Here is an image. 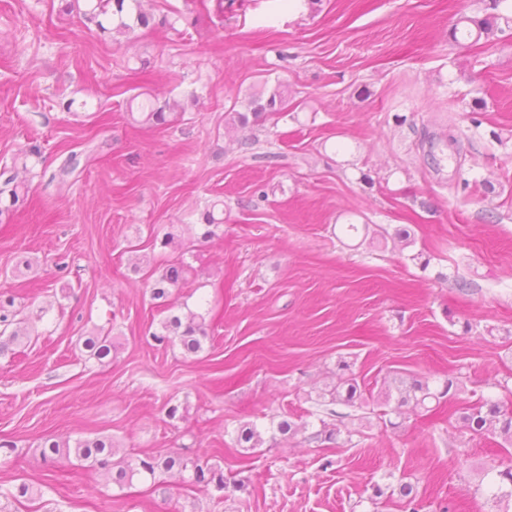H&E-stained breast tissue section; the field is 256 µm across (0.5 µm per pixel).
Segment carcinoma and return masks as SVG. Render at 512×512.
<instances>
[{
    "mask_svg": "<svg viewBox=\"0 0 512 512\" xmlns=\"http://www.w3.org/2000/svg\"><path fill=\"white\" fill-rule=\"evenodd\" d=\"M142 0H87V9L83 12L85 19L95 24L101 31H107V25L112 24L119 32L130 31L134 26L148 28L152 17L141 7ZM494 14L483 17H462L449 31V38L454 41L472 40L478 42L488 39L498 30ZM178 107L175 102L158 99L149 100L140 105L142 122L151 126L168 125L172 122L173 110ZM288 111V96L281 86H276L265 96L250 99L248 111L231 110L224 115V133L234 137V133L245 128L250 123L259 122L267 117L280 115ZM33 151L22 149L15 161L22 162V168H27L26 156ZM16 165L0 169V196L8 194L10 203H15L29 192V186L19 179L20 168ZM204 232L201 239L206 240L214 235L212 226L224 223V204L216 201L202 214ZM187 271L184 262L169 265L164 273L155 281L152 288L153 297L168 302L169 309H174L170 302L172 289L178 287ZM205 317L202 313L189 310L184 316L171 314L160 323V330L152 333L154 341L160 344H175L187 353H197L203 348L205 339ZM30 336L28 326L17 320L14 309V298L0 296V355L9 351L10 347L23 342ZM82 345L89 356L103 363L112 354V338L108 334L93 333L83 337ZM358 383L354 377L339 379V382L326 394L319 398H329L330 402L354 407L357 404ZM463 391V384L455 376H448L444 390L438 394L432 392L429 386L415 378L401 381L397 407L411 402L414 406L430 410L429 403L439 401L440 397L448 396L453 401ZM464 427L474 435L499 437L504 443L512 446V408L503 402L491 399H478L465 402L456 409ZM236 441L242 448L251 450L263 444L261 433L254 424H245L238 429ZM115 448L112 439L94 437L75 441L74 444L60 443L54 440L44 441L41 456L45 463L52 465L62 459L71 458L101 471L106 480L118 487L130 485L135 481L148 480L158 488L161 483L157 475L176 473L186 483L214 489L222 493L226 487L224 471L209 464L200 456H187L173 452L164 458L154 456L136 459L121 458L113 460ZM488 480L484 493L486 499L498 507V512H509L512 505V465L499 470L492 466L487 472Z\"/></svg>",
    "mask_w": 512,
    "mask_h": 512,
    "instance_id": "1",
    "label": "carcinoma"
}]
</instances>
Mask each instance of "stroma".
Segmentation results:
<instances>
[{"instance_id":"35a3bbf8","label":"stroma","mask_w":512,"mask_h":512,"mask_svg":"<svg viewBox=\"0 0 512 512\" xmlns=\"http://www.w3.org/2000/svg\"><path fill=\"white\" fill-rule=\"evenodd\" d=\"M143 7L154 25L129 40L69 0H0V166L36 150L28 196L0 216V292L32 329L0 357V489L47 483L0 512H407L402 483L419 512H491L476 488L512 450L448 404L402 407L394 428L316 399L345 362L365 394L453 374L463 401L512 400V28L449 40L483 0ZM278 85L287 112L243 129L251 148L229 143L225 112ZM147 92L177 120L135 123ZM181 257L174 296L206 317L194 356L151 338L168 314L152 284ZM103 326L100 363L80 339ZM327 417L335 440L310 439ZM285 418L306 431L279 434ZM247 422L260 448L236 445ZM95 435L133 458L205 456L228 484L121 490L41 459L46 438Z\"/></svg>"}]
</instances>
